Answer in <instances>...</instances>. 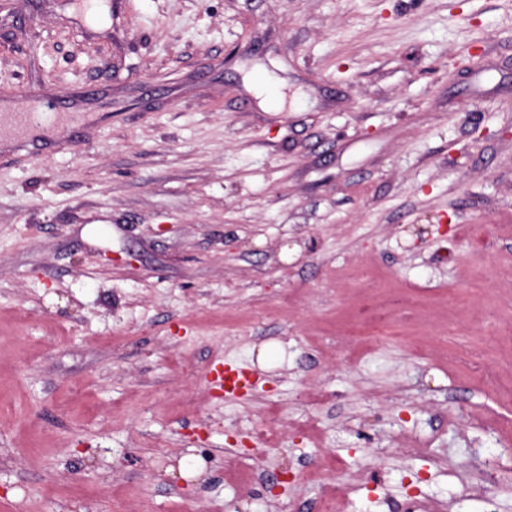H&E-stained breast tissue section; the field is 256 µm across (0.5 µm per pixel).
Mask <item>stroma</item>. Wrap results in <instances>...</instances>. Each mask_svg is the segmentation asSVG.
I'll return each mask as SVG.
<instances>
[{
    "instance_id": "35a3bbf8",
    "label": "stroma",
    "mask_w": 512,
    "mask_h": 512,
    "mask_svg": "<svg viewBox=\"0 0 512 512\" xmlns=\"http://www.w3.org/2000/svg\"><path fill=\"white\" fill-rule=\"evenodd\" d=\"M111 2L0 6V107L89 116L0 134V512H320L324 450L353 512H485L457 490L489 461L512 512V399L449 361L512 336V0ZM401 288L447 302L433 347L400 307L330 348Z\"/></svg>"
}]
</instances>
